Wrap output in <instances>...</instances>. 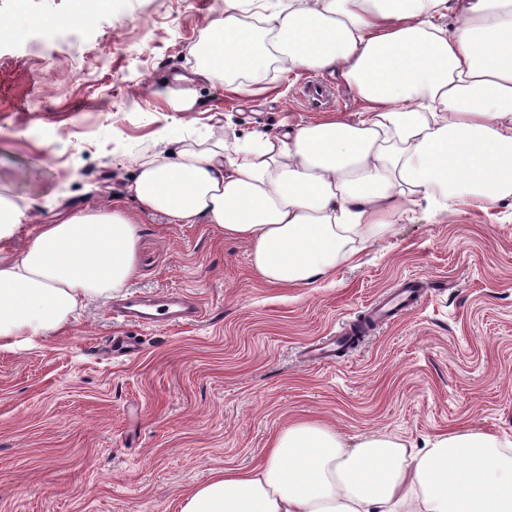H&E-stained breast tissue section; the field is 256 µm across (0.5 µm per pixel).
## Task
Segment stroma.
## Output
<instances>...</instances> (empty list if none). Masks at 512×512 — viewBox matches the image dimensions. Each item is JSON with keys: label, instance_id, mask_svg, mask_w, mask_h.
Here are the masks:
<instances>
[{"label": "stroma", "instance_id": "obj_1", "mask_svg": "<svg viewBox=\"0 0 512 512\" xmlns=\"http://www.w3.org/2000/svg\"><path fill=\"white\" fill-rule=\"evenodd\" d=\"M215 6L112 0L80 37L45 43V17L77 21L67 0H32L39 49L0 43V193L46 220L126 194L139 158L185 141L355 118L359 101L329 76L333 99L309 106L306 70L270 69L248 94L178 83ZM164 86L185 90L192 110L157 98ZM457 209L446 221L415 210L332 275L288 288L257 276L246 241L142 218L124 296L181 292L203 314L134 325L100 298L63 331L0 350V512H178L187 490L251 465L295 421H321L349 443L453 430L512 440V206ZM409 276L429 285L421 305L335 363L305 359L307 343Z\"/></svg>", "mask_w": 512, "mask_h": 512}]
</instances>
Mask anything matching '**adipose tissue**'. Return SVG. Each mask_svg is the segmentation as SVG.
<instances>
[{
    "label": "adipose tissue",
    "instance_id": "1",
    "mask_svg": "<svg viewBox=\"0 0 512 512\" xmlns=\"http://www.w3.org/2000/svg\"><path fill=\"white\" fill-rule=\"evenodd\" d=\"M191 52L192 80L329 72L362 103L271 137L254 131L176 160L142 161L123 197L56 212L0 257V349L68 325L137 272L139 215L248 241L267 283L309 286L424 205L512 201V0H221ZM180 512H512V442L439 433L413 450L385 434L347 445L330 427L279 431L249 469L214 471Z\"/></svg>",
    "mask_w": 512,
    "mask_h": 512
}]
</instances>
